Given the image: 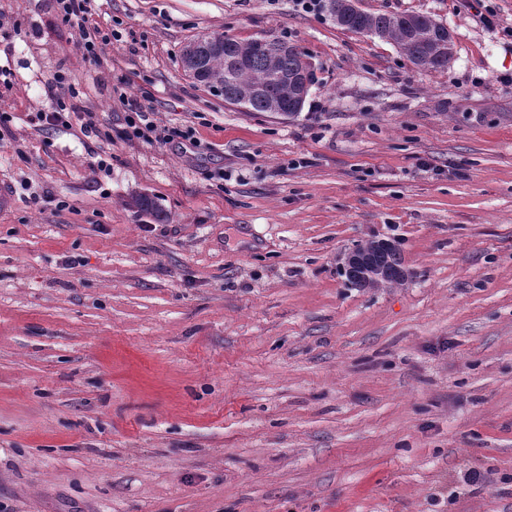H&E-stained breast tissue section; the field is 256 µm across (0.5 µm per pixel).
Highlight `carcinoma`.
<instances>
[{
    "instance_id": "1",
    "label": "carcinoma",
    "mask_w": 512,
    "mask_h": 512,
    "mask_svg": "<svg viewBox=\"0 0 512 512\" xmlns=\"http://www.w3.org/2000/svg\"><path fill=\"white\" fill-rule=\"evenodd\" d=\"M336 25L360 34L376 35L393 42L416 66L426 70L448 67L454 55V42L444 33V25L431 26L419 14L350 13L345 22ZM282 42L270 43L266 51L256 49V41L241 42L222 33H213L210 40H194L182 52L184 70L202 85L219 84L224 101L232 104L246 99L252 112L280 111L292 117L304 106L294 98L288 77L304 68L303 52L285 53ZM355 252L365 264L344 270L348 283L356 288H381L400 285L407 278L397 249L379 240H368Z\"/></svg>"
}]
</instances>
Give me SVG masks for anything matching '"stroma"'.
I'll use <instances>...</instances> for the list:
<instances>
[{
    "label": "stroma",
    "instance_id": "stroma-1",
    "mask_svg": "<svg viewBox=\"0 0 512 512\" xmlns=\"http://www.w3.org/2000/svg\"><path fill=\"white\" fill-rule=\"evenodd\" d=\"M356 4L452 62L296 0H93L92 57L0 0V512H512V0ZM212 32L304 51L300 114L191 79ZM129 100L190 139H125ZM369 239L403 285L348 284ZM335 2V11L330 7ZM322 7L329 13L336 25L360 34L376 35L393 42L416 66L426 70L448 68L454 56V42L445 33V26L428 25L420 14L350 13L341 23L337 19L336 0L323 1ZM442 31V33H441ZM450 55V56H448ZM67 78L64 74L59 73L55 75L53 81L48 84V95L51 97L52 111L44 112L42 118L46 121V124L51 126L68 125L70 124L71 114H77L79 108L74 103H67L65 101V94L67 91L69 98H77L78 93L67 84ZM55 88V89H54ZM63 90L62 94H57L55 90Z\"/></svg>",
    "mask_w": 512,
    "mask_h": 512
}]
</instances>
